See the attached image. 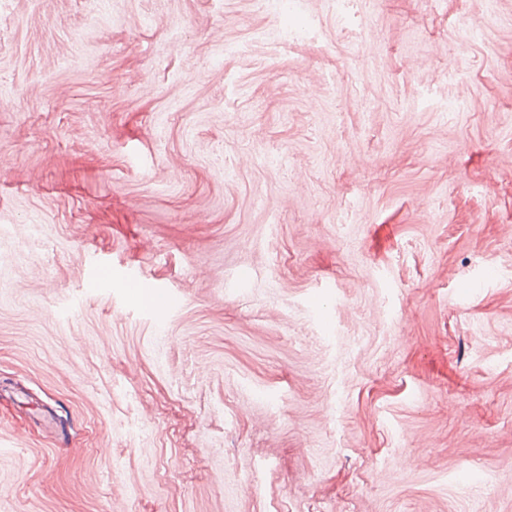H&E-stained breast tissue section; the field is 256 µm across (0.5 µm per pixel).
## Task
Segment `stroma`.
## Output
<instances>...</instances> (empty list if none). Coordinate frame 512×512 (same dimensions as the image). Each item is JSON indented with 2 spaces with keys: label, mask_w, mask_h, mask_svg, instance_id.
Segmentation results:
<instances>
[{
  "label": "stroma",
  "mask_w": 512,
  "mask_h": 512,
  "mask_svg": "<svg viewBox=\"0 0 512 512\" xmlns=\"http://www.w3.org/2000/svg\"><path fill=\"white\" fill-rule=\"evenodd\" d=\"M296 2L0 0V512H512V0ZM123 288H127L136 293L137 296H149L151 299L157 297V286L155 282L137 274H128L119 278Z\"/></svg>",
  "instance_id": "obj_1"
}]
</instances>
